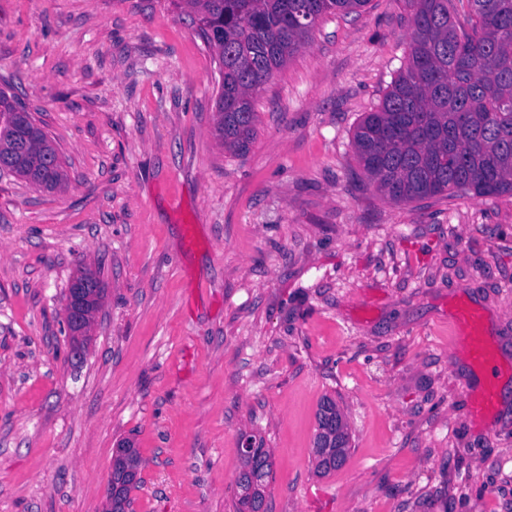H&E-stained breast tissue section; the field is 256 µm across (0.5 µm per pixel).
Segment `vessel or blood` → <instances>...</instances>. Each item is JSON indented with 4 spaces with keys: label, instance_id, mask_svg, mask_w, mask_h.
I'll list each match as a JSON object with an SVG mask.
<instances>
[{
    "label": "vessel or blood",
    "instance_id": "1",
    "mask_svg": "<svg viewBox=\"0 0 512 512\" xmlns=\"http://www.w3.org/2000/svg\"><path fill=\"white\" fill-rule=\"evenodd\" d=\"M456 340L478 372L467 384L471 414L481 420L495 408L501 369L482 333V317L476 310H462L455 322Z\"/></svg>",
    "mask_w": 512,
    "mask_h": 512
}]
</instances>
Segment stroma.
<instances>
[{"instance_id": "1", "label": "stroma", "mask_w": 512, "mask_h": 512, "mask_svg": "<svg viewBox=\"0 0 512 512\" xmlns=\"http://www.w3.org/2000/svg\"><path fill=\"white\" fill-rule=\"evenodd\" d=\"M408 0L330 14L257 94L247 154L215 136L214 51L173 0H0V88L55 142L54 192L0 173V512H512V377L475 421L451 324L512 365V196L395 202L352 146L407 63ZM105 287L81 359L65 293ZM351 436L312 457L323 397ZM241 467H250L255 483L237 482L239 489L237 512H255L260 502L265 500L268 478L272 469L271 454L267 448L258 443L252 460H242ZM119 449L125 456L118 457L112 464V512H126V509L130 508L129 494L131 489L139 483L138 474L142 465V460L135 448L127 444V446L121 445ZM128 469H134L135 472H129ZM117 486L119 489L115 493Z\"/></svg>"}]
</instances>
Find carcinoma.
<instances>
[{"label": "carcinoma", "instance_id": "cac0c4a2", "mask_svg": "<svg viewBox=\"0 0 512 512\" xmlns=\"http://www.w3.org/2000/svg\"><path fill=\"white\" fill-rule=\"evenodd\" d=\"M410 52L381 104L361 118L354 147L368 177L394 201L438 195L512 196V0H467L466 24L455 21L452 0H409ZM367 0H178L217 57L221 86L216 136L243 154L254 140V96L274 72L307 44L316 21L358 11ZM0 90V161L10 172L49 191L63 188L59 152L43 130L26 140L13 130L18 110ZM313 453L326 475L348 457L350 434L336 400L316 413ZM112 464V512L131 506L142 460L123 445ZM255 482L237 483V512L265 500L271 454L257 444L241 461Z\"/></svg>", "mask_w": 512, "mask_h": 512}]
</instances>
